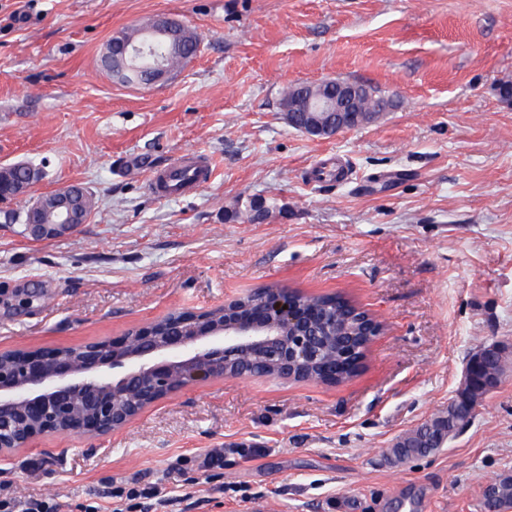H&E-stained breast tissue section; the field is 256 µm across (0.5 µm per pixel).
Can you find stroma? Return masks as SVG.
<instances>
[{
	"mask_svg": "<svg viewBox=\"0 0 512 512\" xmlns=\"http://www.w3.org/2000/svg\"><path fill=\"white\" fill-rule=\"evenodd\" d=\"M150 18L193 30L197 55L153 86L114 83L103 47ZM336 79L393 105L328 138L289 126L284 88ZM506 81L512 0H0V168L40 173L0 202V350L111 338L268 285L344 294L383 325L345 383L202 382L110 436L15 452L0 486L58 512H109L135 479L166 512H482L512 472V367L443 448L390 450L446 410L480 346L512 351ZM194 152L210 182L150 191V171ZM71 185L96 199L89 221L26 234L30 198ZM212 448L211 477L172 472Z\"/></svg>",
	"mask_w": 512,
	"mask_h": 512,
	"instance_id": "1",
	"label": "stroma"
}]
</instances>
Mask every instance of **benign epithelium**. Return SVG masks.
<instances>
[{"instance_id":"1","label":"benign epithelium","mask_w":512,"mask_h":512,"mask_svg":"<svg viewBox=\"0 0 512 512\" xmlns=\"http://www.w3.org/2000/svg\"><path fill=\"white\" fill-rule=\"evenodd\" d=\"M151 39L140 45L113 42L103 56L113 81L136 83L135 61ZM360 90L342 86L333 97L311 92L305 118L287 113L288 123L312 137H330L344 129L373 122L391 106L380 103L357 112ZM35 178L27 169L18 183L0 180V201L28 194ZM49 211L52 224H26L36 238L70 232L89 219L74 209L70 189L33 199L27 209L34 218ZM251 313L241 314L239 299L214 309L174 310L112 339L79 346L18 348L0 351V457L31 448L39 438L79 435L104 437L132 424L147 408L182 389L211 379L250 378L252 369L240 366L250 354L264 358L272 377L302 380L301 369L322 363L327 337L294 302L286 288H265L251 302ZM504 347L489 345L468 358L459 395L474 412L477 390L489 391L505 374L491 378L485 359Z\"/></svg>"}]
</instances>
